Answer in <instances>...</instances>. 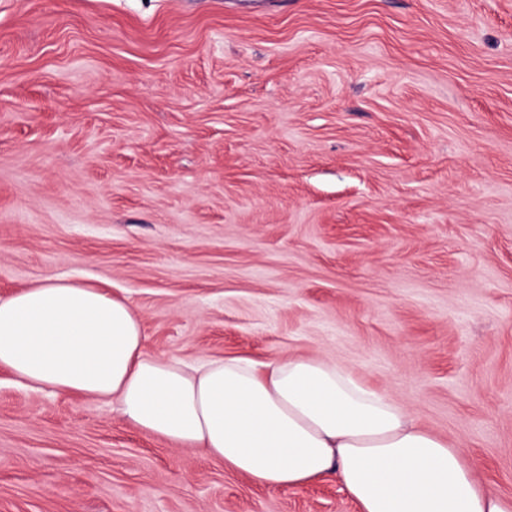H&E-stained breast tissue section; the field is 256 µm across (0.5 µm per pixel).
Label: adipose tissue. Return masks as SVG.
<instances>
[{
    "label": "adipose tissue",
    "instance_id": "obj_1",
    "mask_svg": "<svg viewBox=\"0 0 512 512\" xmlns=\"http://www.w3.org/2000/svg\"><path fill=\"white\" fill-rule=\"evenodd\" d=\"M0 369L34 390L115 405L132 426L262 487L333 475L360 512H512L472 457L353 370L309 357L154 356L126 301L54 274L0 298Z\"/></svg>",
    "mask_w": 512,
    "mask_h": 512
}]
</instances>
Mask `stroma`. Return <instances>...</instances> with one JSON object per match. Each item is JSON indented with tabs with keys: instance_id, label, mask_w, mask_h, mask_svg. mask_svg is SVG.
<instances>
[{
	"instance_id": "obj_1",
	"label": "stroma",
	"mask_w": 512,
	"mask_h": 512,
	"mask_svg": "<svg viewBox=\"0 0 512 512\" xmlns=\"http://www.w3.org/2000/svg\"><path fill=\"white\" fill-rule=\"evenodd\" d=\"M335 362L512 495V0H0V297ZM0 512H360L0 372Z\"/></svg>"
}]
</instances>
